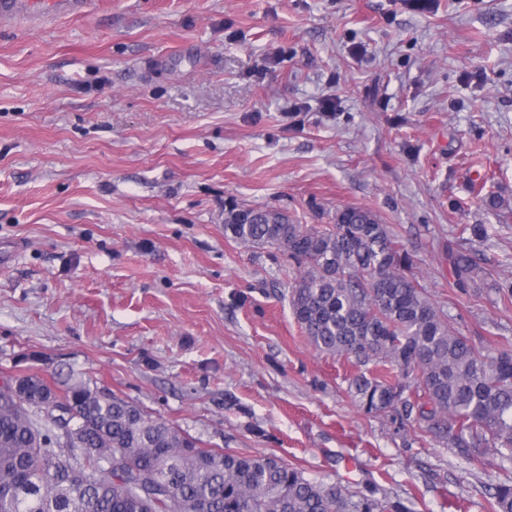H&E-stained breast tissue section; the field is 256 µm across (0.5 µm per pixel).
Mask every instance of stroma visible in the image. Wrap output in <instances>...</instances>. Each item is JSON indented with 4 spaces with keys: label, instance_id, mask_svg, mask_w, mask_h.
Instances as JSON below:
<instances>
[{
    "label": "stroma",
    "instance_id": "35a3bbf8",
    "mask_svg": "<svg viewBox=\"0 0 512 512\" xmlns=\"http://www.w3.org/2000/svg\"><path fill=\"white\" fill-rule=\"evenodd\" d=\"M229 198L374 211L452 323L512 349V0H97L0 27V373L25 354L310 478L489 512L495 465L357 407L292 267L225 239ZM452 249L487 270L464 293Z\"/></svg>",
    "mask_w": 512,
    "mask_h": 512
}]
</instances>
